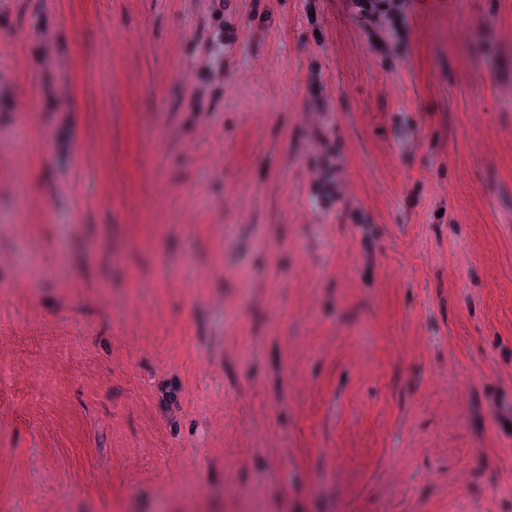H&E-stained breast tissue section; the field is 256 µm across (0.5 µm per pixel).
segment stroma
Segmentation results:
<instances>
[{
	"label": "stroma",
	"mask_w": 512,
	"mask_h": 512,
	"mask_svg": "<svg viewBox=\"0 0 512 512\" xmlns=\"http://www.w3.org/2000/svg\"><path fill=\"white\" fill-rule=\"evenodd\" d=\"M237 11L199 112L205 0H13L0 22V225L21 226L0 236V512H482L512 448L489 409L512 367V99L489 90L512 0L420 13L387 53L347 0ZM313 72L362 227L310 210ZM33 35L37 42V52L34 57V62L38 68L45 73H49L54 65L51 40V38L55 39L54 31L48 24L37 23L33 26Z\"/></svg>",
	"instance_id": "35a3bbf8"
}]
</instances>
